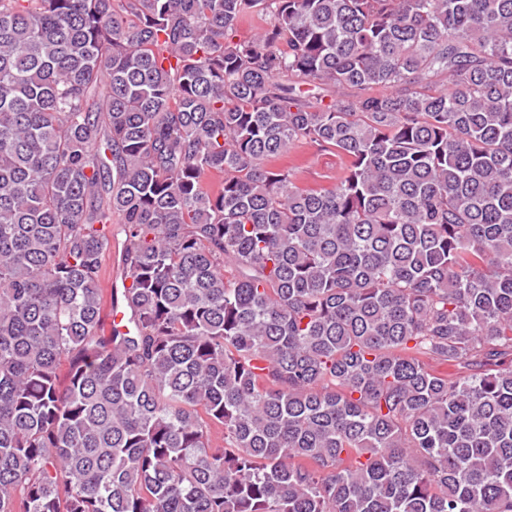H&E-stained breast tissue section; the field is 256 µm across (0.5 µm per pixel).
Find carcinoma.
I'll return each instance as SVG.
<instances>
[{
    "instance_id": "cac0c4a2",
    "label": "carcinoma",
    "mask_w": 512,
    "mask_h": 512,
    "mask_svg": "<svg viewBox=\"0 0 512 512\" xmlns=\"http://www.w3.org/2000/svg\"><path fill=\"white\" fill-rule=\"evenodd\" d=\"M0 512H512V0H0ZM338 159L336 154L321 152L310 161L309 171L305 174L304 183L310 187H328L332 176L336 173ZM119 230V224L112 225V244L104 258V274L102 277L104 288H108L110 281H112V286L116 283L119 288L121 287L122 264L119 262V253L121 249L120 243L124 236ZM114 245H116V248Z\"/></svg>"
}]
</instances>
